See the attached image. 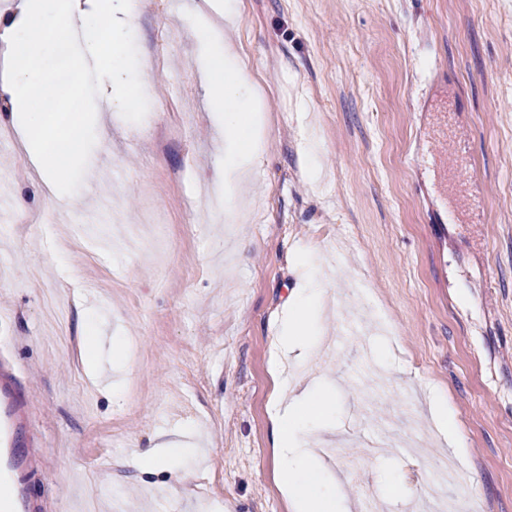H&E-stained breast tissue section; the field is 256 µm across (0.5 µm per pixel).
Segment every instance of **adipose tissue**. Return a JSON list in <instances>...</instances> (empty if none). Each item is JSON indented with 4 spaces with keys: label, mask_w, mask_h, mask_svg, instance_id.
Masks as SVG:
<instances>
[{
    "label": "adipose tissue",
    "mask_w": 512,
    "mask_h": 512,
    "mask_svg": "<svg viewBox=\"0 0 512 512\" xmlns=\"http://www.w3.org/2000/svg\"><path fill=\"white\" fill-rule=\"evenodd\" d=\"M138 14V0H17L11 15L0 21L12 54L11 73L0 84V96L9 99L11 109L0 115V124L8 122L23 130L21 151L34 164L55 204L79 205V194L64 174L82 162L88 144L102 143L103 132L98 120L86 116L80 117L73 133L53 132L49 115L38 108L32 92L41 77L38 64L60 45L75 44L71 85L80 89L106 81L112 86V110L126 111L128 90L148 67L145 59L127 55V39ZM196 27L201 79L215 119L227 132L221 187L224 213L230 219L249 190L257 159L266 150L267 142L259 134L264 122L262 97L256 85L240 79L241 59L231 38L215 34L202 21ZM293 262L299 286L288 299V317L277 347L293 354L301 365L318 344L317 324L325 298L313 261L298 255ZM331 396L327 388L306 389L294 397L288 410L272 416V459L291 512H349V503L337 497L329 476L315 467L309 440L311 432L326 427ZM172 445L167 433H160L153 447L115 459L112 467L153 473L169 467Z\"/></svg>",
    "instance_id": "1"
}]
</instances>
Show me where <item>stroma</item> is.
I'll use <instances>...</instances> for the list:
<instances>
[{"label":"stroma","instance_id":"stroma-1","mask_svg":"<svg viewBox=\"0 0 512 512\" xmlns=\"http://www.w3.org/2000/svg\"><path fill=\"white\" fill-rule=\"evenodd\" d=\"M135 31L136 57L173 40L72 171L80 209L48 207L20 131L0 126V199L28 204L0 223V343L38 442L32 493L47 512H290L271 454L272 342L290 259L317 248L333 304L297 373L337 385L320 446L351 512L368 494L376 512H437L422 492L446 457L464 480L444 500L512 512V0H238L231 37L268 152L232 224L210 205L224 133L197 32L171 0H141ZM65 65L43 62L58 80L43 110L92 99L61 81ZM436 71L456 93L439 110L472 155L470 189L439 173L448 144L423 139ZM109 204L126 224L153 212L152 241L79 236ZM437 393L454 433L432 420ZM381 427L412 433L415 454L373 447ZM175 428L195 450L186 480L106 483L113 459Z\"/></svg>","mask_w":512,"mask_h":512}]
</instances>
